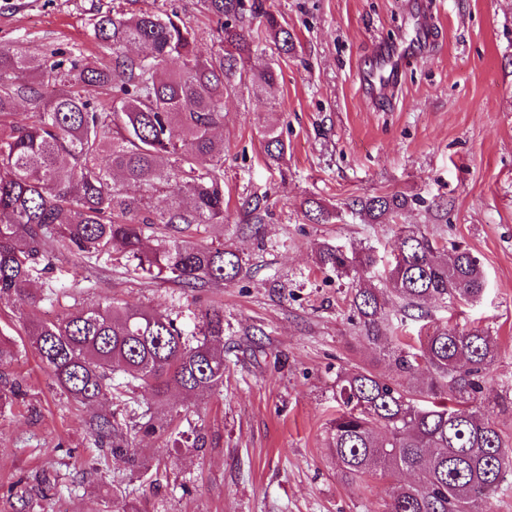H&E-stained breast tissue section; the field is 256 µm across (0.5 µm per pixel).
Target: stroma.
Masks as SVG:
<instances>
[{"instance_id":"35a3bbf8","label":"stroma","mask_w":512,"mask_h":512,"mask_svg":"<svg viewBox=\"0 0 512 512\" xmlns=\"http://www.w3.org/2000/svg\"><path fill=\"white\" fill-rule=\"evenodd\" d=\"M297 37L294 54L260 43L251 64H278L264 102L224 103L223 229L196 236L237 250L247 272L235 283L183 288L103 259L83 269L78 303L129 302L192 330L200 311L224 310V386L163 398L137 389L164 432L138 436L135 467L113 461L87 428L91 411L131 424L130 409L101 400L83 409L27 345L33 321L59 309L0 302V332L15 353L0 379L13 386L0 409V512H383L398 473L342 480L327 443L340 376L368 368L398 374L363 338L351 282L316 264L325 243L373 249L364 277L385 287L384 269L404 229L444 253L469 250L487 279L473 303L432 299L423 319L392 321L415 337L435 326L479 327L498 341L484 399L512 441V0H264ZM178 12L201 54L214 21L201 0H0V49L39 62L55 49L98 56L99 15ZM415 39L392 98L372 96L368 75L381 50ZM281 120L284 159L268 162L266 112ZM398 193L412 206L386 224L352 213V199ZM266 198L256 225L242 203ZM336 208L311 223L306 200Z\"/></svg>"}]
</instances>
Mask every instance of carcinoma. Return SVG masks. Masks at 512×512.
Instances as JSON below:
<instances>
[{"label":"carcinoma","instance_id":"1","mask_svg":"<svg viewBox=\"0 0 512 512\" xmlns=\"http://www.w3.org/2000/svg\"><path fill=\"white\" fill-rule=\"evenodd\" d=\"M216 21L217 49L196 51L194 32L177 14L140 12L96 18L94 37L105 61L64 69L59 53L44 57L34 81H21L30 61L0 50V300L36 309L68 297V287L38 288L35 278L53 265L48 241L77 256L80 264L105 257L124 260L150 279L183 288L228 285L243 275L239 253L202 244L186 235L192 226L224 228V98L247 88L258 100L277 80V70L250 65L261 39L283 55L296 49L293 33L263 9L262 0H201ZM262 17L263 28L243 25ZM112 87V102L87 98L80 84ZM33 112L11 120L18 104ZM265 152L280 161L286 145L277 123L263 131ZM143 193L131 196L126 186ZM156 196L166 204L153 203ZM375 224L401 215V194L352 200ZM306 215L317 223L333 217L315 200ZM164 230L152 248L145 231ZM316 263L338 274L374 263L371 252L348 255L324 244ZM386 281L404 308L422 310L430 298L479 299L486 276L466 249L442 257L425 237L403 232L394 247ZM351 305L364 339H387L380 289L357 280ZM191 344L175 319L124 303L71 306L52 320H37L27 343L56 384L90 407L105 396L118 402L133 387L161 395L170 385L186 394L224 386V311L199 317ZM497 355V340L474 328L437 327L393 352L403 386L367 368L340 378L336 398L344 410L331 422L329 448L341 477L356 482L376 473L406 471L409 484L391 487L386 512H488L490 500L512 475V444L504 440L482 399ZM98 444L110 443L114 461L135 466L127 434L112 414L89 422ZM158 426L146 408L134 425L153 434Z\"/></svg>","mask_w":512,"mask_h":512}]
</instances>
